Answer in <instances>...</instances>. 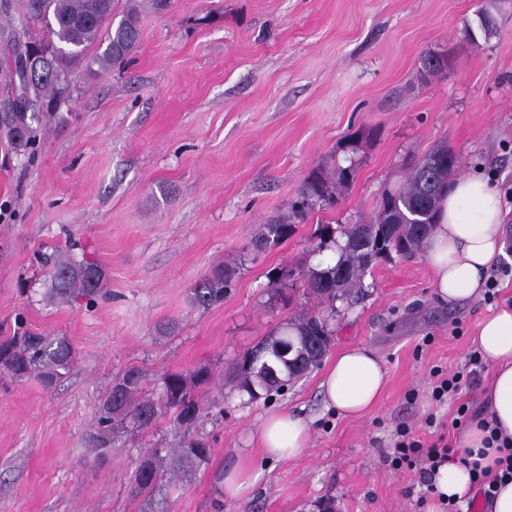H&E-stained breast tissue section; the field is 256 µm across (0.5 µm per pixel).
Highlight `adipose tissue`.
<instances>
[{"mask_svg":"<svg viewBox=\"0 0 512 512\" xmlns=\"http://www.w3.org/2000/svg\"><path fill=\"white\" fill-rule=\"evenodd\" d=\"M506 235L500 192L483 173L457 177L444 192L437 222L424 249L439 301L456 304L479 296L486 273L503 256ZM477 347L493 372L485 404L500 430L512 440V308L504 307L482 321ZM387 382L383 360L369 347L337 351L327 365L320 397L326 409L354 417L372 408ZM311 422L303 416L274 411L259 422L255 434L264 456L289 461L305 448Z\"/></svg>","mask_w":512,"mask_h":512,"instance_id":"ef3b65f1","label":"adipose tissue"}]
</instances>
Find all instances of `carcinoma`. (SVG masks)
<instances>
[{
    "label": "carcinoma",
    "mask_w": 512,
    "mask_h": 512,
    "mask_svg": "<svg viewBox=\"0 0 512 512\" xmlns=\"http://www.w3.org/2000/svg\"><path fill=\"white\" fill-rule=\"evenodd\" d=\"M167 0H13L10 9L20 29L14 43L43 45L48 76L37 85L43 108L26 112H0V128L15 149L27 153L35 148L38 130L33 123L58 118L57 100L62 86L71 83L73 70L85 67L90 73L123 65L137 47L142 9L160 7ZM331 171L311 173L298 190L292 216L299 217L316 206L333 207L336 194L357 173L358 163ZM461 172V158L446 145L408 163L401 186L381 195L375 213L362 224L318 225V247L332 246L338 260L326 267L302 273L316 308L277 326L255 346L232 362L229 392L253 402L261 396L281 392L307 374L310 363L323 359L334 340L336 301L352 304L363 288V279L373 263L396 254L410 258L419 253L430 235L441 192ZM288 234L279 220L263 225L258 241L262 246L278 244ZM53 289L71 298L93 301L103 293L106 272L96 262L54 256L50 260ZM235 270L222 267L192 288V303L206 307L224 299ZM75 359V349L63 336H34L19 330L0 338V370L15 380L37 377L51 386L65 375ZM211 374L206 368L170 372L161 378L160 392L146 390L144 373L126 370L112 381L107 397L98 406L95 428L86 447L98 460L105 459L115 439L122 434L152 428L166 416L183 432L212 408L201 398ZM148 471H136L135 485L141 494H153L165 475L177 480L209 462L211 448L199 438L184 437L178 448H150Z\"/></svg>",
    "instance_id": "1"
}]
</instances>
